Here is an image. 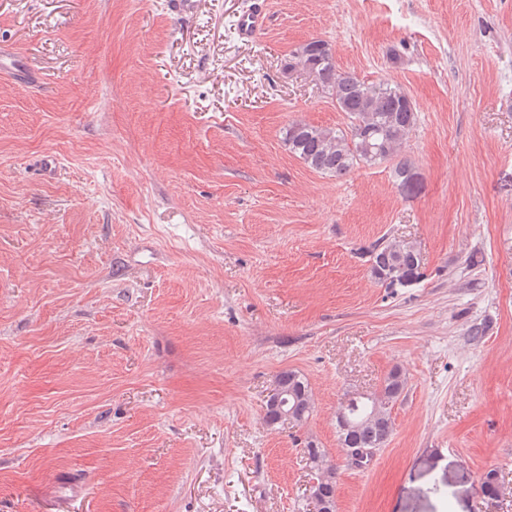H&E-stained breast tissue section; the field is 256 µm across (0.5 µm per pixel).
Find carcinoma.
I'll return each instance as SVG.
<instances>
[{
	"instance_id": "cac0c4a2",
	"label": "carcinoma",
	"mask_w": 512,
	"mask_h": 512,
	"mask_svg": "<svg viewBox=\"0 0 512 512\" xmlns=\"http://www.w3.org/2000/svg\"><path fill=\"white\" fill-rule=\"evenodd\" d=\"M291 59L336 103V109L345 114L347 123L343 129H332L294 121L288 125L284 137L289 152L309 168L335 177L345 176L362 165L393 160L396 176L407 180L410 163L401 156V151L418 121L408 94L387 82L367 81L340 70L331 46L320 39L298 46ZM362 255L367 258L370 276L387 288L393 287L396 277L415 281L424 277L420 251L410 241H376L363 248ZM275 383L282 388L286 404L280 408L273 403V397H268L265 423L277 424L283 419L282 410L288 413V420L296 424L306 422L315 410L307 379L295 370H285L276 375ZM406 383L403 372L395 368L380 389L368 394L365 405L354 409L345 404L346 397L340 398L337 411L354 414L351 425H336L339 444L346 456H351L356 448L386 446L395 429V420L385 412L375 411V406L385 400L397 402ZM304 454L307 464L318 468L324 476L326 495H335L338 466L329 459L326 450L310 439L304 442Z\"/></svg>"
}]
</instances>
